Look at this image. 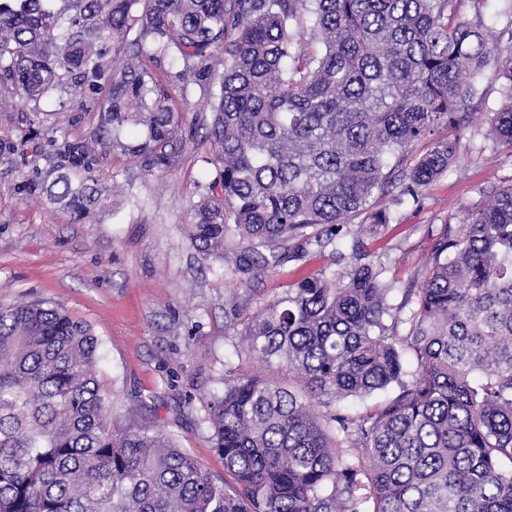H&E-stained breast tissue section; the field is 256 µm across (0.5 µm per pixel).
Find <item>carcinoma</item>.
Segmentation results:
<instances>
[{"label": "carcinoma", "mask_w": 512, "mask_h": 512, "mask_svg": "<svg viewBox=\"0 0 512 512\" xmlns=\"http://www.w3.org/2000/svg\"><path fill=\"white\" fill-rule=\"evenodd\" d=\"M461 2L0 0V101L35 117L55 92L92 102L90 137L63 135L27 180L79 218L100 200L95 146L173 172L181 115L207 91L216 177L190 237L247 281L419 203L456 163L486 69L502 78L489 136L512 150V52L491 47L482 0L471 18ZM32 143L1 135L0 156ZM369 256L352 236L349 268L243 321L207 402L220 483L168 438L112 425L89 324L53 302L0 308V512H512V184L446 227L406 318ZM392 385L362 412L331 409Z\"/></svg>", "instance_id": "cac0c4a2"}]
</instances>
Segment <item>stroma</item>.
<instances>
[{
	"instance_id": "1",
	"label": "stroma",
	"mask_w": 512,
	"mask_h": 512,
	"mask_svg": "<svg viewBox=\"0 0 512 512\" xmlns=\"http://www.w3.org/2000/svg\"><path fill=\"white\" fill-rule=\"evenodd\" d=\"M477 83L486 92L484 111L464 134L459 163L421 203L393 208L389 224L362 234L375 268L394 286L392 306L419 287L445 226L463 223L492 190L512 184V150L486 136L501 81L487 70ZM191 102L182 126L195 141L181 167L150 175L131 157L98 154L93 176L102 200L80 220L51 204L43 190L25 186L55 157L57 136L46 123L38 125V147L0 157V306L51 301L91 324L113 424L134 421L163 434L219 480L224 463L213 447L206 404L237 363L230 336L288 283L311 273L332 276L336 254L350 255L351 239L233 284L227 265L204 258L188 235L189 206L216 175L201 144L209 102L198 93ZM42 108L58 113L72 136L96 126L95 113L66 95H52Z\"/></svg>"
}]
</instances>
